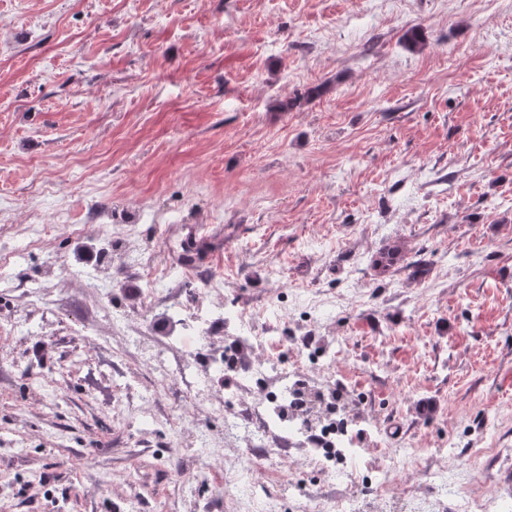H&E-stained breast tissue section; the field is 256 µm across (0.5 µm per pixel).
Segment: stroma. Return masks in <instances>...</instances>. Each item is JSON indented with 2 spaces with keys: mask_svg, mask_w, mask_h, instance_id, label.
I'll list each match as a JSON object with an SVG mask.
<instances>
[{
  "mask_svg": "<svg viewBox=\"0 0 512 512\" xmlns=\"http://www.w3.org/2000/svg\"><path fill=\"white\" fill-rule=\"evenodd\" d=\"M190 224L219 244L200 271ZM394 243L428 273H379ZM163 271L187 307L219 277L257 323L288 308L286 366L347 386L392 495L450 471L512 502V459L481 451L512 438V0H0V512L248 498L204 416L151 421L193 393L137 346ZM256 476L281 512L294 479L364 492L273 453ZM181 241L180 260L188 268H200L211 255L209 235L204 232L202 225H190Z\"/></svg>",
  "mask_w": 512,
  "mask_h": 512,
  "instance_id": "stroma-1",
  "label": "stroma"
}]
</instances>
